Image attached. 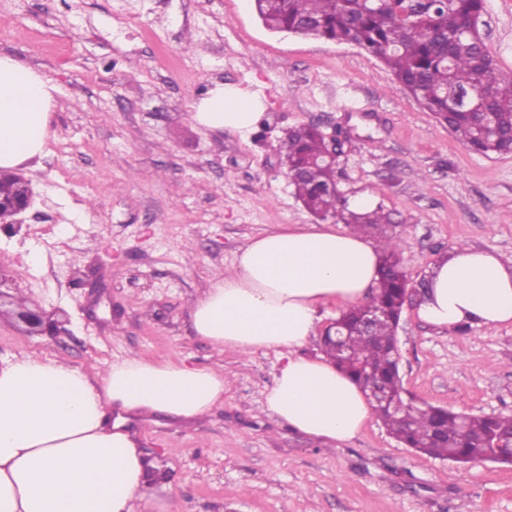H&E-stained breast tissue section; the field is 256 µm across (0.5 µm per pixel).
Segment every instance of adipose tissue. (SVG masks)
<instances>
[{"label":"adipose tissue","instance_id":"ef3b65f1","mask_svg":"<svg viewBox=\"0 0 512 512\" xmlns=\"http://www.w3.org/2000/svg\"><path fill=\"white\" fill-rule=\"evenodd\" d=\"M50 81L0 56V168L43 156L53 106ZM260 103L217 87L193 119L248 137ZM379 251L360 234L324 224L252 238L233 270L192 310L197 336L219 350H284L266 408L291 429L347 441L372 409L361 387L326 358L300 355L328 302L361 301L377 284ZM416 315L435 328L512 323V262L454 246L433 266ZM224 402V375L181 362L129 357L88 375L61 362L16 355L0 362V512H133L146 464L131 436L107 426L111 410L189 420Z\"/></svg>","mask_w":512,"mask_h":512}]
</instances>
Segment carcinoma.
<instances>
[{
  "label": "carcinoma",
  "instance_id": "1",
  "mask_svg": "<svg viewBox=\"0 0 512 512\" xmlns=\"http://www.w3.org/2000/svg\"><path fill=\"white\" fill-rule=\"evenodd\" d=\"M264 26L336 43L354 44L378 58L406 90L468 150L485 156L512 153V72L500 71L479 28L485 0H434L414 7L411 0H254ZM320 126L288 130L281 153L295 196L321 219L333 218L364 231L393 223L378 205L352 208L338 189L336 166L323 162ZM381 252L376 300L386 317L371 336L360 335L363 307L341 312L336 323L351 330L346 358L334 348L326 356L362 387L379 385L402 394L395 333L408 280L399 264L401 244L392 236L377 241ZM399 442L430 457L476 463L490 436L512 437V415H471L424 404L395 413L374 409Z\"/></svg>",
  "mask_w": 512,
  "mask_h": 512
}]
</instances>
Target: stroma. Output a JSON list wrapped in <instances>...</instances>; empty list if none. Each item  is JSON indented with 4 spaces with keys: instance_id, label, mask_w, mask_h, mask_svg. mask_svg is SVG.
Listing matches in <instances>:
<instances>
[{
    "instance_id": "1",
    "label": "stroma",
    "mask_w": 512,
    "mask_h": 512,
    "mask_svg": "<svg viewBox=\"0 0 512 512\" xmlns=\"http://www.w3.org/2000/svg\"><path fill=\"white\" fill-rule=\"evenodd\" d=\"M479 27L512 72V0H486ZM0 55L54 87L45 152L19 169L33 203L0 223V276L10 295L68 315L51 339L4 305L0 358L25 352L86 373L130 355L181 358L227 378L208 415L128 416L162 474L146 501L171 512H512L510 464L417 453L374 417L333 446L288 429L265 410L279 351H219L191 320L248 239L314 223L281 162L289 128L340 131V187L392 212L387 231L419 295L453 246L512 260V155L469 152L379 59L270 32L251 0H0ZM223 85L261 102L247 138L191 118ZM397 347L414 404L512 414V324L442 332L410 302Z\"/></svg>"
}]
</instances>
